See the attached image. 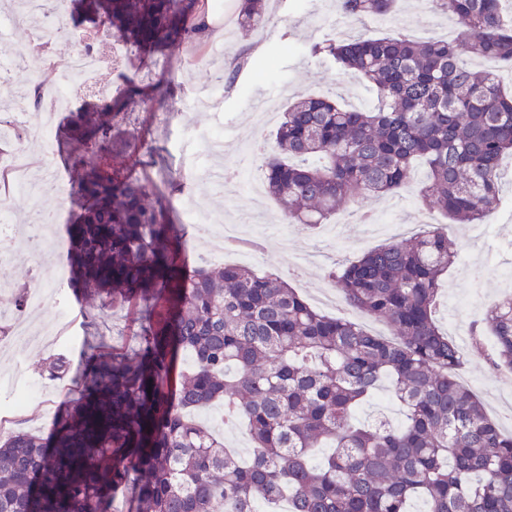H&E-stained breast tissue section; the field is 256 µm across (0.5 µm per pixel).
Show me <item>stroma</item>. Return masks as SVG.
<instances>
[{
	"label": "stroma",
	"instance_id": "1",
	"mask_svg": "<svg viewBox=\"0 0 512 512\" xmlns=\"http://www.w3.org/2000/svg\"><path fill=\"white\" fill-rule=\"evenodd\" d=\"M338 12L337 0H314L310 5L304 0H269L265 25L250 29L232 22L226 24L225 34H214L205 49L182 46L166 52L171 70L161 72L150 63L142 66L141 75L167 83L170 96L191 100L190 106L177 113L169 125L158 120L155 110L146 109L139 102L131 103L126 117L128 128L139 129L152 146L151 154L144 158V170L168 199L174 219H181L188 206L217 217L252 211L254 203L249 195L226 199L199 178L192 158L196 136L222 124L231 127L232 132L224 138L217 165L230 167L242 160L243 145L238 135L252 127L256 99L275 97L284 104L307 91H330L347 108L373 105L375 95L367 82L339 72L309 53L310 45L324 35L341 34L340 26H329L324 21L325 16ZM404 27L416 28L424 40L442 36L448 20L433 13L427 0H399L394 13L361 20L354 33L377 38ZM270 54L274 55L276 66L267 72L262 63ZM217 67L223 68L225 81L224 95L215 105L198 98L197 91ZM246 162L253 176L263 179L259 162L252 158ZM502 170L501 201L492 213L495 223L485 236H477L474 225L453 223L439 212L433 215L434 223L443 225L460 246L461 258L442 282L436 311L446 331L476 323L475 298L483 287H494L496 272L512 269L511 158L503 160ZM43 205L58 213L52 248L36 262L20 247L9 262L0 265V281L10 282L12 288H30L39 276L55 291L53 303L31 319L34 338L30 341L9 335L17 310L10 293H0V378L21 375L22 380L16 385L18 393H25L27 383L33 382L40 388V397L23 413L0 423V436L24 430L53 438V415L59 407L79 397L78 373L88 354L103 343L118 352L135 353L142 328V301L119 300L108 306L98 299L77 300L72 295L64 258L68 243L62 231L73 208L69 181L58 182ZM356 205L387 223L406 225L408 233L421 229L417 221L421 207L410 189L382 198L364 194ZM339 216V239H331L332 227L328 224H292L288 227V246H281L278 237L268 232L261 236L263 250L230 251L224 262L259 274L277 273L307 302H314L330 286L325 276L327 266L348 264L383 243L382 238L366 235L364 224L351 218L349 210H340ZM59 353L67 355L71 369L66 376L52 379L41 368ZM505 376V371L488 363L485 351L471 346L466 348L457 371L458 379L474 391L489 416L503 430L512 431V402L503 395Z\"/></svg>",
	"mask_w": 512,
	"mask_h": 512
}]
</instances>
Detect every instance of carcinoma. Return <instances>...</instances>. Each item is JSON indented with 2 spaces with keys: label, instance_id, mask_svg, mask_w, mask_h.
<instances>
[{
  "label": "carcinoma",
  "instance_id": "obj_1",
  "mask_svg": "<svg viewBox=\"0 0 512 512\" xmlns=\"http://www.w3.org/2000/svg\"><path fill=\"white\" fill-rule=\"evenodd\" d=\"M506 0H431L458 34L415 40L325 37L310 53L368 81L378 104L348 110L327 95L290 102L261 156L266 188L290 223L323 224L364 193L382 195L427 168L420 200L457 224H481L499 203V161L512 155V93L496 72L459 65L471 54L512 62ZM395 0H338L356 19ZM74 29L90 22L135 48L203 45L211 0H65ZM243 25L267 21L265 0H239ZM168 86L125 76L108 100L79 108L55 133L77 212L69 225L70 287L147 303L140 353L100 347L83 366L81 397L58 410L56 440L17 431L0 439V512H112L113 489L147 474L136 512H254L288 498L292 512H512V432L456 378L463 355L435 320L441 277L457 253L430 225L328 277L353 307L387 322L393 338L329 317L275 274L199 265L182 273L178 237L149 178L148 145L123 127L127 103L160 101ZM172 302L165 324L155 326ZM490 361L512 372V300L484 318ZM193 359L176 372L180 351ZM63 355L44 367L67 373ZM403 404L392 426L351 419L383 382ZM213 403L248 421L242 462L186 415ZM123 453L126 464L112 465Z\"/></svg>",
  "mask_w": 512,
  "mask_h": 512
}]
</instances>
